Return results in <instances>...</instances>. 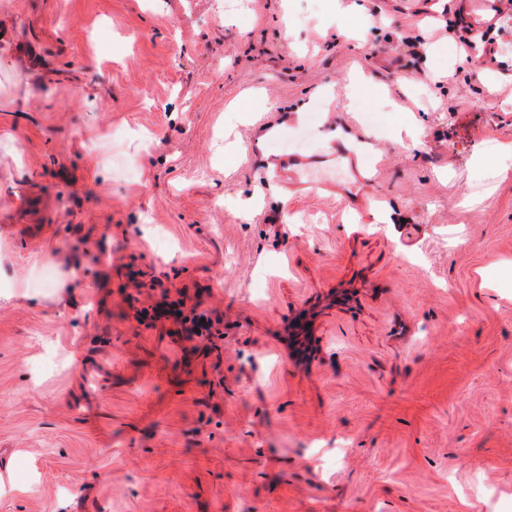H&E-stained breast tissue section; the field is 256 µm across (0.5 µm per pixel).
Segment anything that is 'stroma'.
Masks as SVG:
<instances>
[{
    "instance_id": "obj_1",
    "label": "stroma",
    "mask_w": 512,
    "mask_h": 512,
    "mask_svg": "<svg viewBox=\"0 0 512 512\" xmlns=\"http://www.w3.org/2000/svg\"><path fill=\"white\" fill-rule=\"evenodd\" d=\"M420 7L0 0V512H512V23ZM35 196L30 191L24 192L15 198L13 205L14 212L23 214L25 219L31 223L43 222L44 217L43 204L39 206L33 205V198ZM176 314L180 317L185 332L191 337H204V339L210 340L211 336L214 335L212 330L215 327V323H221L220 318L213 320L204 312L198 313L197 306L191 308L188 314H184L183 310L177 309ZM201 319H204L205 323H202ZM195 329H198V332H195Z\"/></svg>"
}]
</instances>
